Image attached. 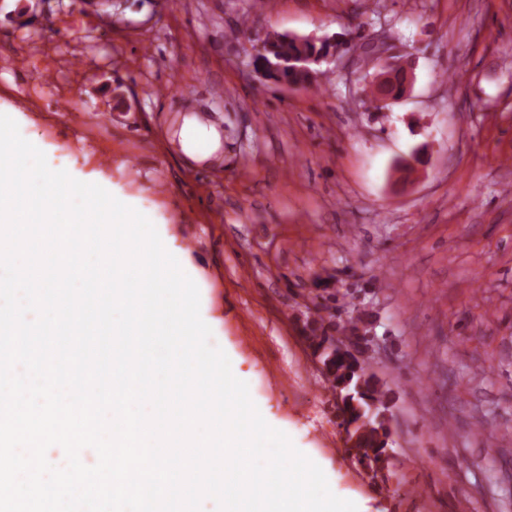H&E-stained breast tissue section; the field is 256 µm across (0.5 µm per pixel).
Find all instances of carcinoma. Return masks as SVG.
<instances>
[{
    "label": "carcinoma",
    "instance_id": "1",
    "mask_svg": "<svg viewBox=\"0 0 512 512\" xmlns=\"http://www.w3.org/2000/svg\"><path fill=\"white\" fill-rule=\"evenodd\" d=\"M301 51L284 34L268 33L262 40V51L255 64L275 65L269 77L285 80L304 88L315 86L311 80L309 64L299 61ZM314 308L320 321L321 334L309 337L314 351L320 354L327 367L325 379L338 394L336 403L340 426H352L358 433L352 451L360 462L379 459L386 452L388 429L384 421L385 392L373 380V375L344 355L332 352L327 346V329L335 325L336 313L325 303Z\"/></svg>",
    "mask_w": 512,
    "mask_h": 512
}]
</instances>
